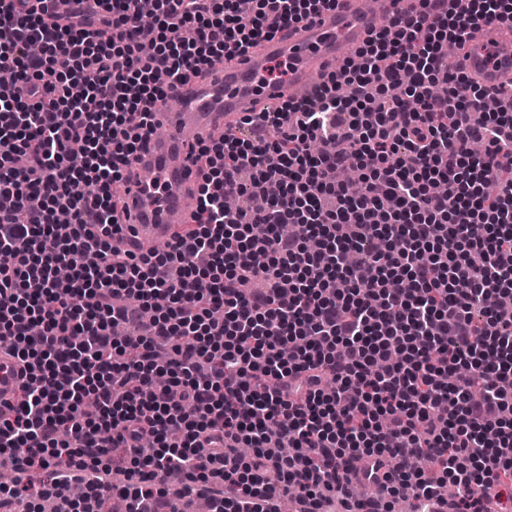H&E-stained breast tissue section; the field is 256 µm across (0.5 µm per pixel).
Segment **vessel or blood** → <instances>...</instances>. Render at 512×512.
<instances>
[{
    "instance_id": "1",
    "label": "vessel or blood",
    "mask_w": 512,
    "mask_h": 512,
    "mask_svg": "<svg viewBox=\"0 0 512 512\" xmlns=\"http://www.w3.org/2000/svg\"><path fill=\"white\" fill-rule=\"evenodd\" d=\"M419 0H336L333 9L289 26L244 55L218 64L204 80L191 78L167 91L179 109L156 106L164 136H151L133 162L124 187L129 219L114 245L137 252L145 245L171 244L180 226L190 224L199 179V143L228 129L244 116L305 98L317 79L345 50L361 46L380 21L406 19ZM466 73L487 92L512 89V30L492 23L470 41L463 57ZM27 376L21 365L0 369V404L13 402ZM361 480L378 495L385 469L373 458L357 461Z\"/></svg>"
}]
</instances>
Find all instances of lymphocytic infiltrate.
Masks as SVG:
<instances>
[{
  "instance_id": "lymphocytic-infiltrate-1",
  "label": "lymphocytic infiltrate",
  "mask_w": 512,
  "mask_h": 512,
  "mask_svg": "<svg viewBox=\"0 0 512 512\" xmlns=\"http://www.w3.org/2000/svg\"><path fill=\"white\" fill-rule=\"evenodd\" d=\"M335 2L244 15L154 0L146 45L142 0H0V353L28 372L0 413V459L27 478L0 485V507L105 512L120 448L125 512H165L173 470L213 486L215 512H265L273 487L320 512L373 456L391 469L372 512L442 484L449 512H497L512 483V100L484 112L443 47L512 25V0L438 15L420 0L312 97L202 144L196 227L170 250L111 243L115 189L168 87Z\"/></svg>"
}]
</instances>
